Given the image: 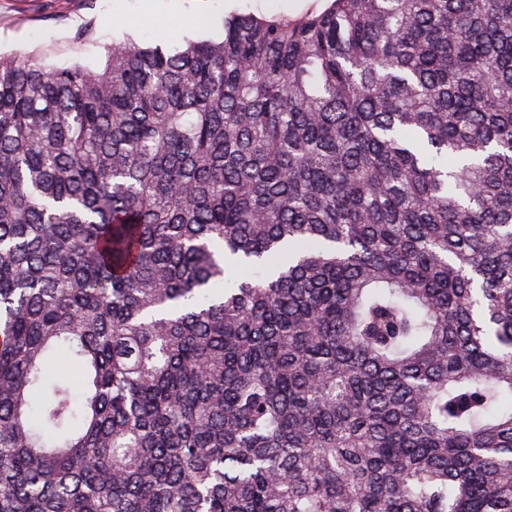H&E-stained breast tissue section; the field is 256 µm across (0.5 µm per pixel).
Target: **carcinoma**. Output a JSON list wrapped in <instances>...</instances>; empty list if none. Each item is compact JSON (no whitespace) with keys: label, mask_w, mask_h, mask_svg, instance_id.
I'll use <instances>...</instances> for the list:
<instances>
[{"label":"carcinoma","mask_w":512,"mask_h":512,"mask_svg":"<svg viewBox=\"0 0 512 512\" xmlns=\"http://www.w3.org/2000/svg\"><path fill=\"white\" fill-rule=\"evenodd\" d=\"M0 512H512V0L1 54Z\"/></svg>","instance_id":"cac0c4a2"}]
</instances>
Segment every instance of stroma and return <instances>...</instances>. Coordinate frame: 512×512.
Here are the masks:
<instances>
[{"label":"stroma","instance_id":"1","mask_svg":"<svg viewBox=\"0 0 512 512\" xmlns=\"http://www.w3.org/2000/svg\"><path fill=\"white\" fill-rule=\"evenodd\" d=\"M320 6V0H0V52L34 53L49 66L95 68L112 42L142 41L160 27L182 38L197 35L201 18L220 32L234 10L299 17Z\"/></svg>","mask_w":512,"mask_h":512}]
</instances>
